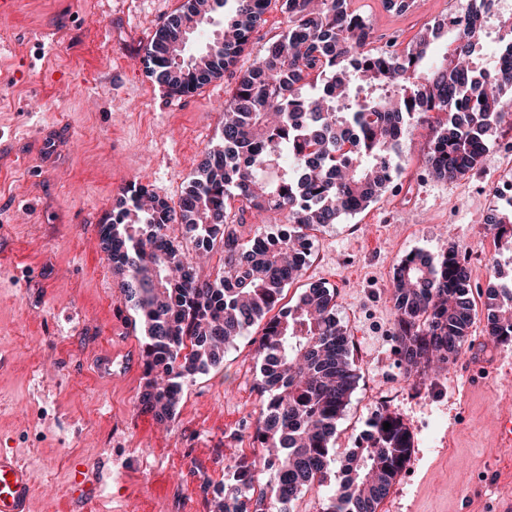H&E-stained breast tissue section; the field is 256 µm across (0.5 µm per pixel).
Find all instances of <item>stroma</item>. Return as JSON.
Segmentation results:
<instances>
[{
	"label": "stroma",
	"instance_id": "stroma-1",
	"mask_svg": "<svg viewBox=\"0 0 512 512\" xmlns=\"http://www.w3.org/2000/svg\"><path fill=\"white\" fill-rule=\"evenodd\" d=\"M182 0H18L0 33V449L33 479L31 512H211L227 464L258 459L252 433L261 397L256 321L198 375L172 420L158 421L140 396L146 377L135 329L98 226L122 188L137 182L178 202L206 148L220 141L221 115L240 73L286 27L277 0L231 72L182 98L166 94L142 58ZM469 0H422L404 13L383 0H351L372 27V48L406 51L428 25ZM434 132L407 134L400 173L367 209L313 231L294 305L310 284L336 292V316L354 342L358 382L336 425L338 459L325 493L339 490V459L375 408L371 392L395 389L391 410L414 436L412 472L380 512H494L512 497V447L499 415L512 406V346L487 336L478 310L471 350L495 376L479 383L467 358L447 371L406 379L390 297L394 267L409 253L449 246L512 259V244L475 234L506 200L512 127L493 129L488 153L453 181L429 175ZM111 359L110 375L93 367Z\"/></svg>",
	"mask_w": 512,
	"mask_h": 512
}]
</instances>
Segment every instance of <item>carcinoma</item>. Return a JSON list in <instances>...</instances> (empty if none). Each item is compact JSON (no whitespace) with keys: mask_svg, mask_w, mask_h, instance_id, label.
<instances>
[{"mask_svg":"<svg viewBox=\"0 0 512 512\" xmlns=\"http://www.w3.org/2000/svg\"><path fill=\"white\" fill-rule=\"evenodd\" d=\"M286 28L270 41L224 106L222 142L204 152L198 176L177 205L131 185L99 233L142 336L147 384L140 403L166 421L199 374L224 360L225 346L275 308L307 257L310 230L366 209L396 180L404 135L435 124L428 170L448 181L480 164L490 131L512 120V16L492 69L480 62V29L425 27L398 56L366 49L371 26L350 0H278ZM271 0H184L145 50L147 75L185 96L235 66ZM224 32L190 51L214 16ZM445 114L444 119L432 113ZM237 211L285 214L287 231L262 226L244 236ZM512 239V202L490 221ZM220 265H198L212 252ZM395 338L406 377L453 364L475 320L472 270L451 246L433 259L411 253L392 284ZM488 334L512 345V286L486 292ZM264 397L254 430L269 492L255 494L239 462L216 490L214 512H292L324 486L332 439L357 382L350 336L336 318L334 290L313 283L266 322L257 341ZM388 422L391 429L384 430ZM352 475L319 512H379L413 448V436L387 411L368 423Z\"/></svg>","mask_w":512,"mask_h":512,"instance_id":"cac0c4a2","label":"carcinoma"}]
</instances>
